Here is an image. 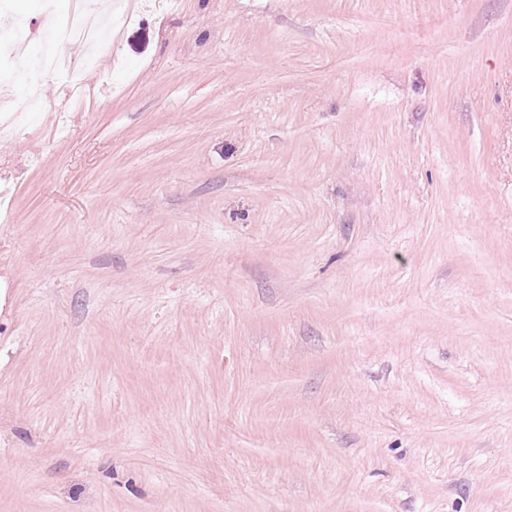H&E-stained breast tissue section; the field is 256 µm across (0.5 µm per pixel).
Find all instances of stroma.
Masks as SVG:
<instances>
[{
  "instance_id": "35a3bbf8",
  "label": "stroma",
  "mask_w": 512,
  "mask_h": 512,
  "mask_svg": "<svg viewBox=\"0 0 512 512\" xmlns=\"http://www.w3.org/2000/svg\"><path fill=\"white\" fill-rule=\"evenodd\" d=\"M133 8L10 90L0 512H512V0Z\"/></svg>"
}]
</instances>
